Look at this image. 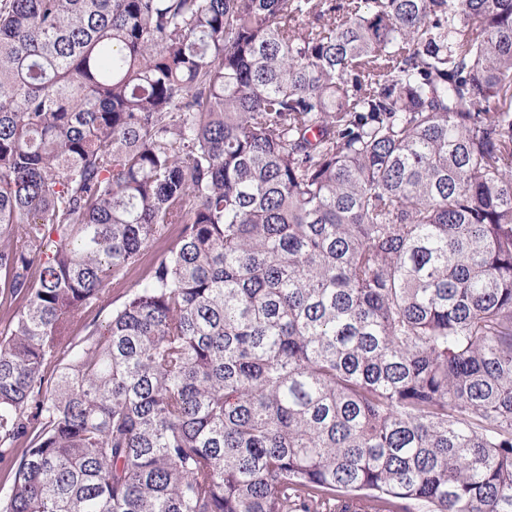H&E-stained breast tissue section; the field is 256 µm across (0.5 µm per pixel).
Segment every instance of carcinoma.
<instances>
[{
  "instance_id": "obj_1",
  "label": "carcinoma",
  "mask_w": 512,
  "mask_h": 512,
  "mask_svg": "<svg viewBox=\"0 0 512 512\" xmlns=\"http://www.w3.org/2000/svg\"><path fill=\"white\" fill-rule=\"evenodd\" d=\"M0 288V512H512V0H0ZM167 241L161 240L154 244L143 256L141 262L128 271L126 279L120 284H112L110 291L107 294L106 302L94 308L87 316L86 323L95 321L97 324L105 325L106 320L112 313V308L119 305L124 296L129 290V287L134 285L144 273L146 267L158 256L166 247ZM85 322H81L73 329L75 336H82L84 334ZM22 446V441H19L18 448H14L13 454L7 455L0 463V500L6 499L11 494L13 471L17 466L16 460H19Z\"/></svg>"
}]
</instances>
